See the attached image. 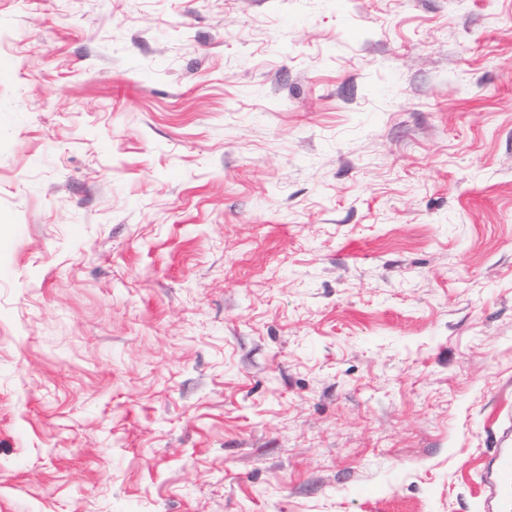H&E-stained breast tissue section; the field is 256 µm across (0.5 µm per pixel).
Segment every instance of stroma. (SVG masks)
Segmentation results:
<instances>
[{"label":"stroma","mask_w":512,"mask_h":512,"mask_svg":"<svg viewBox=\"0 0 512 512\" xmlns=\"http://www.w3.org/2000/svg\"><path fill=\"white\" fill-rule=\"evenodd\" d=\"M512 433V0H0V512H477Z\"/></svg>","instance_id":"35a3bbf8"}]
</instances>
